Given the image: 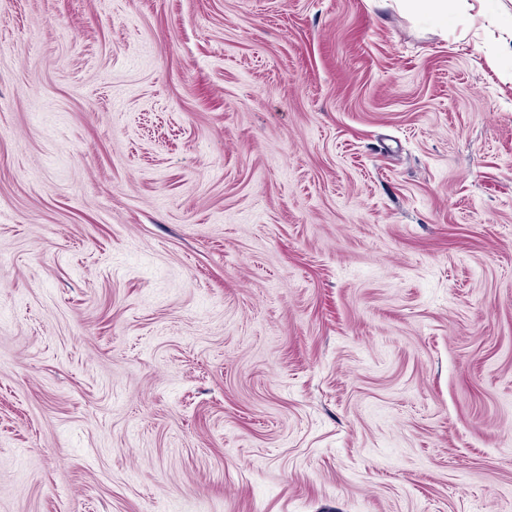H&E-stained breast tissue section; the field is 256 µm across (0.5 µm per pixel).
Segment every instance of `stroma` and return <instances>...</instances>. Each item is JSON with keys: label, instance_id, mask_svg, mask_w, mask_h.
Wrapping results in <instances>:
<instances>
[{"label": "stroma", "instance_id": "stroma-1", "mask_svg": "<svg viewBox=\"0 0 512 512\" xmlns=\"http://www.w3.org/2000/svg\"><path fill=\"white\" fill-rule=\"evenodd\" d=\"M485 8L0 0V512H512ZM400 1L412 12L428 16L435 26L443 32H448V24L454 19L456 13L467 7L474 8L468 0H393Z\"/></svg>", "mask_w": 512, "mask_h": 512}]
</instances>
